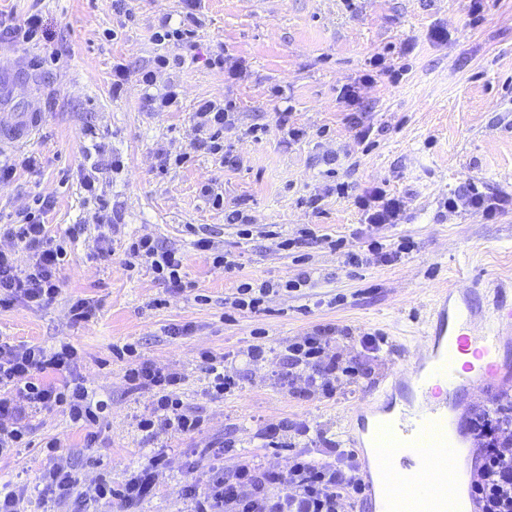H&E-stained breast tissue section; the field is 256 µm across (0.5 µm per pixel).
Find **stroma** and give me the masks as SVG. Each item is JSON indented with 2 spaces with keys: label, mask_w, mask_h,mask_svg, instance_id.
Here are the masks:
<instances>
[{
  "label": "stroma",
  "mask_w": 512,
  "mask_h": 512,
  "mask_svg": "<svg viewBox=\"0 0 512 512\" xmlns=\"http://www.w3.org/2000/svg\"><path fill=\"white\" fill-rule=\"evenodd\" d=\"M184 7V0H125L119 12L112 0H0V17L19 22L36 9L48 33L31 43L0 38V56L23 58L32 78L26 95L4 99L0 110L18 111L34 96L44 114L35 138L4 149L35 164L0 182V226L34 198H49L45 222L67 249L60 294L0 310V337L73 345L84 381L110 403L92 443L66 414H35L31 444L0 456V479L31 486L57 461L85 485L105 481L117 490L153 456L164 460L155 492L131 507L115 498L60 504L35 495L27 512H190L181 489L202 477L201 449H212L229 473L243 454L282 468L298 453L349 447L348 422L364 403L407 398L408 389L387 378L418 352L437 291L464 288L476 276L485 283L476 297L483 312L499 300L512 304V209L489 220L448 208L449 197L474 186L490 198L512 194V0H482L476 13L469 0H201L195 48L155 42L162 18L179 21ZM218 53L238 66L236 79L208 65ZM160 54L175 65L145 87L139 73ZM118 64L128 80L116 98ZM172 84L177 103L151 111V96ZM226 99L238 111L224 131L231 164L192 145L197 104ZM254 127L261 137L251 135ZM116 158L121 168H113ZM87 168L98 180L93 196L82 185ZM340 183L348 187L342 196ZM205 184L223 195L222 208L202 195ZM375 186L402 198L399 224L365 222L354 200ZM235 211L248 216L247 227L228 223ZM101 215L114 217L116 231L98 224ZM73 224L85 232L70 241ZM145 235L183 253L194 290L173 294L151 270H126L125 248ZM106 236L110 259L92 260ZM203 236L228 253L232 269L195 248ZM298 237L302 245L282 248ZM372 241L408 251L388 265L347 264V254ZM303 271L308 287L270 296L261 311L229 304L240 282H284ZM77 296L98 304L93 323L71 320ZM183 325L187 333L171 335ZM319 329L331 330L342 365L360 372L331 398L289 378L282 360L289 343ZM368 333L383 337L380 349L363 346ZM126 344L184 374L180 396L202 420L200 431H140L152 398L131 388L128 360L112 353ZM254 345L265 359L249 365L244 354ZM205 350L227 356L235 390L210 393ZM271 424L284 432L269 434ZM51 437L62 442L52 459L42 448Z\"/></svg>",
  "instance_id": "35a3bbf8"
}]
</instances>
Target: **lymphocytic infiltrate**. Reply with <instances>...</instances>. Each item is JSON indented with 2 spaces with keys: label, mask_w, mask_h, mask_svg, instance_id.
Returning a JSON list of instances; mask_svg holds the SVG:
<instances>
[{
  "label": "lymphocytic infiltrate",
  "mask_w": 512,
  "mask_h": 512,
  "mask_svg": "<svg viewBox=\"0 0 512 512\" xmlns=\"http://www.w3.org/2000/svg\"><path fill=\"white\" fill-rule=\"evenodd\" d=\"M236 112L231 101L199 103L192 115L196 148L220 153L219 136L225 127L234 125ZM355 203L369 224L397 223L402 209L399 198L379 187L357 197ZM35 204L36 211L22 213L20 221L5 230L28 252L30 263L27 269H18L11 254L0 251V309L18 301L43 304L60 291L57 271L66 250L52 238L44 222L51 200L39 197ZM141 263L147 264L169 288L184 290L183 257L178 250L148 236L137 238L126 250L125 265L132 269ZM309 281V274L304 273L282 286L265 281L255 287L244 282L237 287L231 306L255 312L269 296L282 290L295 291ZM328 347L326 335L319 330L289 344L285 358L308 390L331 397L341 378H355L357 371L341 366ZM77 359L76 349L67 344L51 349L40 344L0 342V453L26 445L29 418L43 409L61 407L74 423L88 427L98 424L107 404L95 399L83 383L73 380ZM126 379L132 388L153 394L151 411L140 420V430L153 435L200 429V419L183 408L180 372L139 361L127 369ZM469 430L480 456L478 476L472 485L478 512H512V401L499 399L474 409ZM336 458V464L329 465L299 455L282 469L263 467L245 458L229 475L212 465L207 481L185 485L184 496L191 499L192 512H343V504L357 501L364 486L356 456L343 449L337 451ZM158 465V459H151L118 491L105 483L90 491L83 489L73 469L54 465L41 475L42 494L63 503L75 495L103 498L115 492L130 504L152 492Z\"/></svg>",
  "instance_id": "lymphocytic-infiltrate-1"
}]
</instances>
